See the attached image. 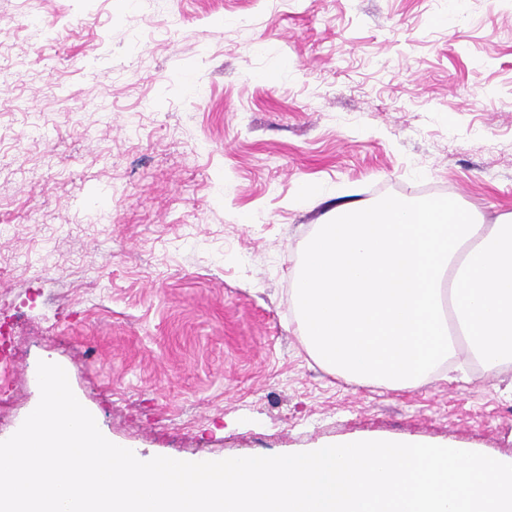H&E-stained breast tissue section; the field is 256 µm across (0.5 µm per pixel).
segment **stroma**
Here are the masks:
<instances>
[{
    "label": "stroma",
    "instance_id": "obj_1",
    "mask_svg": "<svg viewBox=\"0 0 512 512\" xmlns=\"http://www.w3.org/2000/svg\"><path fill=\"white\" fill-rule=\"evenodd\" d=\"M512 214V0H0V438L37 365L146 457H512V366L362 385L289 300L336 207Z\"/></svg>",
    "mask_w": 512,
    "mask_h": 512
}]
</instances>
